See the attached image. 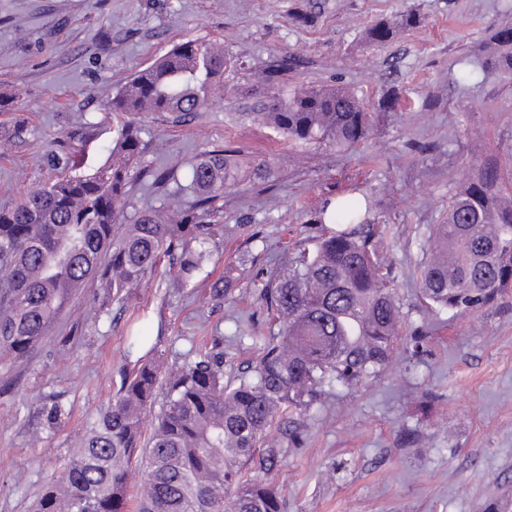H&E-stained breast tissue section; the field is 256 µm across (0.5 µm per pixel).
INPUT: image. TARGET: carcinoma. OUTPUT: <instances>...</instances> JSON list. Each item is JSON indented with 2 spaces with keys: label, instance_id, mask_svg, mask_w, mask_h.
<instances>
[{
  "label": "carcinoma",
  "instance_id": "1",
  "mask_svg": "<svg viewBox=\"0 0 512 512\" xmlns=\"http://www.w3.org/2000/svg\"><path fill=\"white\" fill-rule=\"evenodd\" d=\"M380 21L366 39L382 45L416 24ZM498 62L512 69V28L494 34ZM233 61L213 42L186 41L135 72L111 102L122 115L167 114L188 120L221 96ZM297 144L328 143L344 152L364 140L372 114L343 86L301 84L246 113ZM106 161L91 172L67 159L76 174L57 179L18 203L0 207V358L25 360L54 329L70 298L89 281L108 300L140 285L164 255L176 256L185 287L196 279L214 238L206 218L222 212L224 186L265 183L259 167L226 145L194 163L152 175L163 206L116 224L129 195L131 172L144 149L141 128L114 129ZM187 184H182V181ZM320 222L335 228L303 249L288 272L259 295L277 332L255 366L224 384V352L208 351L169 373L157 424L141 440L144 415L157 403L159 360L138 358L112 403L91 420L58 479L37 497L33 512H128L134 460L142 463L143 493L135 512H281L278 489L264 475L280 449L264 447L283 424L285 445L303 438L304 416L336 385H363L386 369L404 314L390 262L373 237L369 207L350 195L329 200ZM419 299L430 329L442 311L467 314L492 305L512 285V179L495 165L480 169L430 225L421 245ZM235 268L210 288L216 301L239 280ZM42 415L53 427L68 415L55 401Z\"/></svg>",
  "mask_w": 512,
  "mask_h": 512
}]
</instances>
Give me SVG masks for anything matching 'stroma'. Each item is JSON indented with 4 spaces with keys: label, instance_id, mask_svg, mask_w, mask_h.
<instances>
[{
    "label": "stroma",
    "instance_id": "obj_1",
    "mask_svg": "<svg viewBox=\"0 0 512 512\" xmlns=\"http://www.w3.org/2000/svg\"><path fill=\"white\" fill-rule=\"evenodd\" d=\"M410 12L417 24L391 41H365L376 21ZM511 27L504 0H0V207L65 173L73 147L84 146L85 166L103 163L112 97L189 40L223 44L237 66L224 75L223 98L191 121L140 116L141 167L182 166L227 143L270 165L266 190L225 189L196 284L180 286L168 256L111 301L92 282L24 365L0 359V512H31L86 421L149 347L171 369L220 336L225 364H255L271 332L259 287L297 247H313L325 200L357 191L373 223L388 225L402 331L411 334L423 319L429 225L484 165L512 168V70L497 64L491 41ZM283 57L295 65L280 87L339 84L374 112L355 150L293 144L247 119L272 93L260 72ZM463 59L477 70L467 84L457 76ZM231 264L240 290L212 300L211 283ZM137 336L145 345L129 349ZM54 399L68 415L50 428L41 407ZM305 423L301 444L268 475L282 512H512V286L482 311L441 313L381 376L336 386ZM408 428L422 430L427 447L403 446Z\"/></svg>",
    "mask_w": 512,
    "mask_h": 512
}]
</instances>
